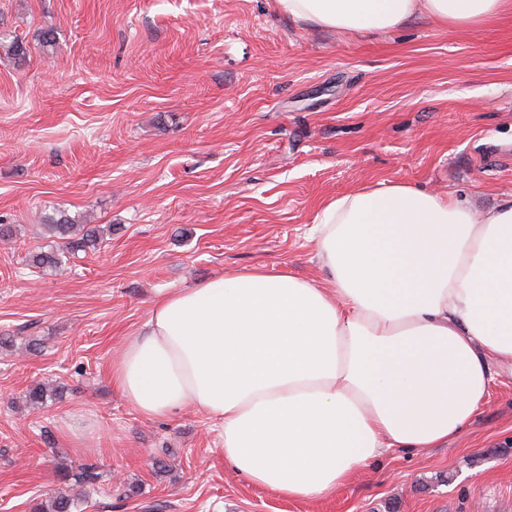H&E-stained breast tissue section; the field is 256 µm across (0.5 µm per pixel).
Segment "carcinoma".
Returning <instances> with one entry per match:
<instances>
[{
  "instance_id": "obj_1",
  "label": "carcinoma",
  "mask_w": 512,
  "mask_h": 512,
  "mask_svg": "<svg viewBox=\"0 0 512 512\" xmlns=\"http://www.w3.org/2000/svg\"><path fill=\"white\" fill-rule=\"evenodd\" d=\"M43 230L50 243L28 251L25 264L47 274L61 270L76 253L97 247L104 233H112L110 227L103 230L98 225L78 224L76 220L60 211L45 218ZM58 390L57 385L49 387L39 383L27 391V401L32 407L38 408L44 405L48 397L58 395ZM69 477L74 478L78 484L94 485L98 482L100 474L90 465L81 467L74 475L68 471L64 472L63 478ZM77 508L78 503L75 499L56 495L39 503L35 512H75Z\"/></svg>"
}]
</instances>
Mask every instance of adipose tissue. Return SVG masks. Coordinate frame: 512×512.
<instances>
[{
	"label": "adipose tissue",
	"mask_w": 512,
	"mask_h": 512,
	"mask_svg": "<svg viewBox=\"0 0 512 512\" xmlns=\"http://www.w3.org/2000/svg\"><path fill=\"white\" fill-rule=\"evenodd\" d=\"M314 30L389 31L421 16L489 25L512 0H274ZM323 283L261 268L156 298L112 365L146 417L217 419L224 461L310 501L394 450L435 448L512 369V196L483 215L392 183L326 202Z\"/></svg>",
	"instance_id": "ef3b65f1"
}]
</instances>
